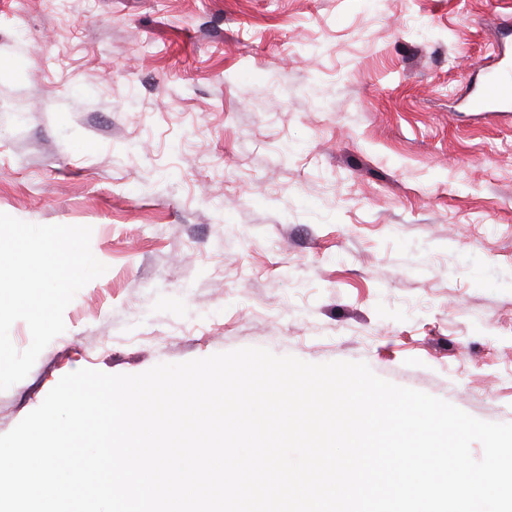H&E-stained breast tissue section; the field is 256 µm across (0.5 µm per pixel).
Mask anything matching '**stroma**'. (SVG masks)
<instances>
[{
    "mask_svg": "<svg viewBox=\"0 0 512 512\" xmlns=\"http://www.w3.org/2000/svg\"><path fill=\"white\" fill-rule=\"evenodd\" d=\"M512 0H0V212L106 272L0 391L242 347L512 423ZM509 103H512V77L487 80L474 100V106L483 110Z\"/></svg>",
    "mask_w": 512,
    "mask_h": 512,
    "instance_id": "35a3bbf8",
    "label": "stroma"
}]
</instances>
